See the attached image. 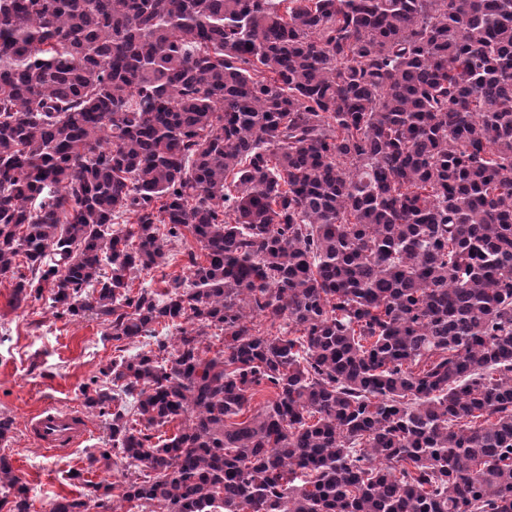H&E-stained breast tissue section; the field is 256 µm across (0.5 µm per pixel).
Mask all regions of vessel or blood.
Masks as SVG:
<instances>
[{
	"label": "vessel or blood",
	"mask_w": 512,
	"mask_h": 512,
	"mask_svg": "<svg viewBox=\"0 0 512 512\" xmlns=\"http://www.w3.org/2000/svg\"><path fill=\"white\" fill-rule=\"evenodd\" d=\"M25 430L39 446L48 452L61 454L84 441L89 426L81 413L49 405L27 417Z\"/></svg>",
	"instance_id": "vessel-or-blood-1"
}]
</instances>
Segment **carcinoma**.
<instances>
[{"label":"carcinoma","mask_w":512,"mask_h":512,"mask_svg":"<svg viewBox=\"0 0 512 512\" xmlns=\"http://www.w3.org/2000/svg\"><path fill=\"white\" fill-rule=\"evenodd\" d=\"M161 224L190 278L135 292ZM20 257L158 348L81 388L133 472L52 512H512V0H0Z\"/></svg>","instance_id":"1"}]
</instances>
